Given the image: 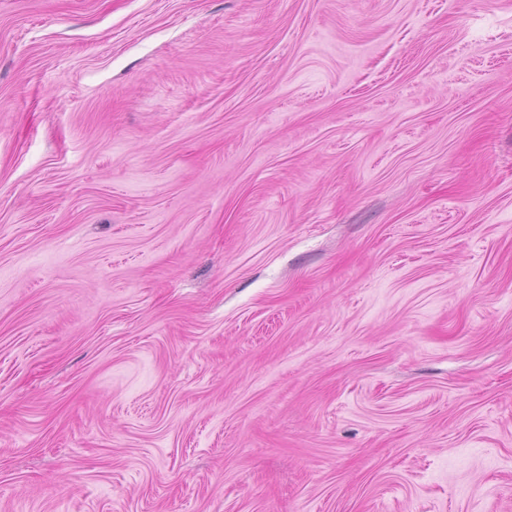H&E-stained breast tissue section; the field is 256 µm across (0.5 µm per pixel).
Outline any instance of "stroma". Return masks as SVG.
<instances>
[{
  "label": "stroma",
  "instance_id": "1",
  "mask_svg": "<svg viewBox=\"0 0 512 512\" xmlns=\"http://www.w3.org/2000/svg\"><path fill=\"white\" fill-rule=\"evenodd\" d=\"M0 512H512V0H0Z\"/></svg>",
  "mask_w": 512,
  "mask_h": 512
}]
</instances>
